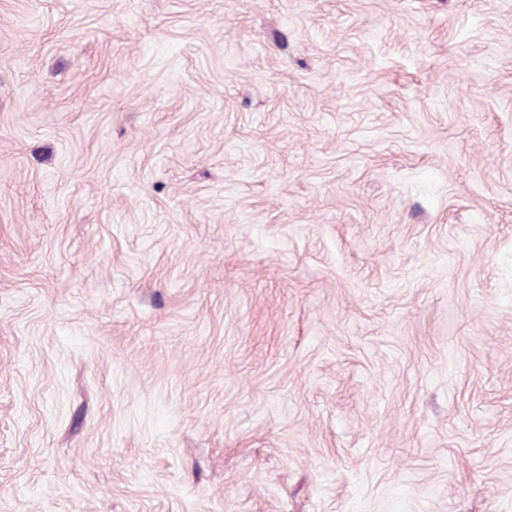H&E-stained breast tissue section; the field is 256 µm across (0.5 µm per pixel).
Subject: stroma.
I'll return each mask as SVG.
<instances>
[{
    "label": "stroma",
    "instance_id": "35a3bbf8",
    "mask_svg": "<svg viewBox=\"0 0 512 512\" xmlns=\"http://www.w3.org/2000/svg\"><path fill=\"white\" fill-rule=\"evenodd\" d=\"M0 512H512V0H0Z\"/></svg>",
    "mask_w": 512,
    "mask_h": 512
}]
</instances>
